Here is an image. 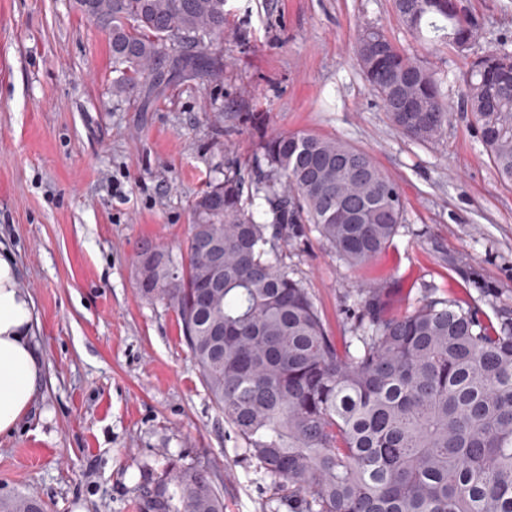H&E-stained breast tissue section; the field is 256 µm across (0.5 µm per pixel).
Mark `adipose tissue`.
<instances>
[{
    "mask_svg": "<svg viewBox=\"0 0 512 512\" xmlns=\"http://www.w3.org/2000/svg\"><path fill=\"white\" fill-rule=\"evenodd\" d=\"M33 321V302L19 285L15 258L0 249V436L14 432L42 381Z\"/></svg>",
    "mask_w": 512,
    "mask_h": 512,
    "instance_id": "obj_1",
    "label": "adipose tissue"
}]
</instances>
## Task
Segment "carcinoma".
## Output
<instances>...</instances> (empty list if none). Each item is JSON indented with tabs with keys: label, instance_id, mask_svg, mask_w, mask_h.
Listing matches in <instances>:
<instances>
[{
	"label": "carcinoma",
	"instance_id": "carcinoma-1",
	"mask_svg": "<svg viewBox=\"0 0 512 512\" xmlns=\"http://www.w3.org/2000/svg\"><path fill=\"white\" fill-rule=\"evenodd\" d=\"M395 0L413 33L464 51L479 37L457 0ZM111 34L112 94L148 101L174 79L221 76L207 55L224 42L225 0H73ZM357 63L404 135L439 139L448 101L436 74L374 26L355 44ZM466 110L502 178L512 181V43L473 58ZM251 197L224 175L192 205L186 254L142 293L172 306L204 385L237 447L258 462L291 512H512V318L485 322L452 300L389 312L383 288L358 302L356 334L340 351L312 294L276 242L314 230L352 266L377 256L404 219L396 185L365 151L335 138L283 132L261 138ZM357 157L359 169L345 164ZM224 247V287L204 294L212 271L196 247ZM142 512H224L199 465L172 464L142 487ZM0 512H43L36 498Z\"/></svg>",
	"mask_w": 512,
	"mask_h": 512
}]
</instances>
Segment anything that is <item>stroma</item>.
<instances>
[{
    "mask_svg": "<svg viewBox=\"0 0 512 512\" xmlns=\"http://www.w3.org/2000/svg\"><path fill=\"white\" fill-rule=\"evenodd\" d=\"M460 5L483 29L471 52L414 39L394 0H226L236 37L210 50L221 77L174 81L146 106L113 96L110 34L72 0H0V247L32 298L43 361L33 406L0 437V498L141 512L142 485L178 462L210 471L224 512H289L230 439L175 309L139 291V248L183 253L194 200L228 170L248 174L263 135L341 139L404 198L397 235L363 267L314 232L288 251L335 342L370 284L398 314L456 299L512 316V182L459 106L473 52L512 39V0ZM366 24L442 77L453 109L440 139L391 123L354 56Z\"/></svg>",
    "mask_w": 512,
    "mask_h": 512,
    "instance_id": "obj_1",
    "label": "stroma"
}]
</instances>
